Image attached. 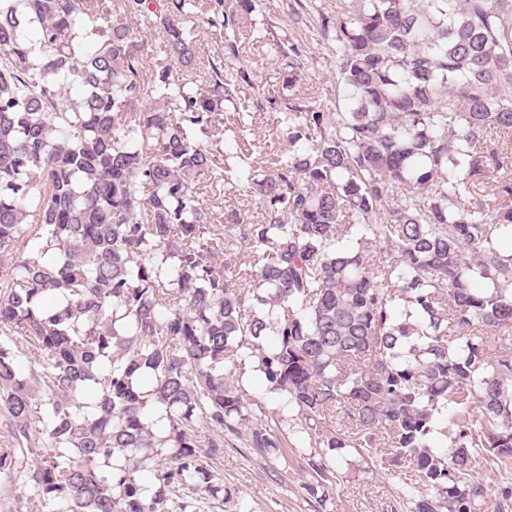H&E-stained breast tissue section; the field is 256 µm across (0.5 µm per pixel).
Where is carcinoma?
<instances>
[{
  "mask_svg": "<svg viewBox=\"0 0 512 512\" xmlns=\"http://www.w3.org/2000/svg\"><path fill=\"white\" fill-rule=\"evenodd\" d=\"M252 12L0 0V247L27 252L0 282V512H22L14 485L37 512L230 498L207 460L235 440L298 451L319 504L351 449L396 467L410 512H486L476 469L512 465V0L322 16L344 112L290 95L300 51L277 44L273 152L238 96ZM196 17L224 51H199ZM243 383L245 389L250 395L255 396L256 399L262 401L263 405L267 409V412H269V415H272L271 411L277 410V397L273 394L267 393L265 389L258 384V377L256 372L250 373L247 370L246 374L243 376Z\"/></svg>",
  "mask_w": 512,
  "mask_h": 512,
  "instance_id": "cac0c4a2",
  "label": "carcinoma"
}]
</instances>
